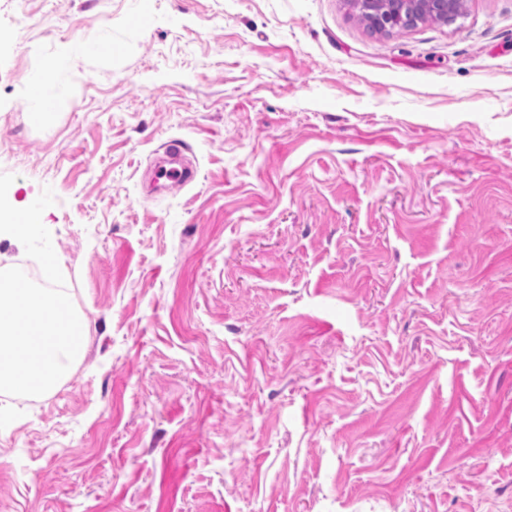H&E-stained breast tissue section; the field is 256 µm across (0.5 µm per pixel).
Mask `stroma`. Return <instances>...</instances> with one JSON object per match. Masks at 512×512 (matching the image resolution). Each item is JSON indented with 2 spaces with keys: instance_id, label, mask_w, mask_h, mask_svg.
Returning a JSON list of instances; mask_svg holds the SVG:
<instances>
[{
  "instance_id": "35a3bbf8",
  "label": "stroma",
  "mask_w": 512,
  "mask_h": 512,
  "mask_svg": "<svg viewBox=\"0 0 512 512\" xmlns=\"http://www.w3.org/2000/svg\"><path fill=\"white\" fill-rule=\"evenodd\" d=\"M466 4L0 0V174L87 325L0 394V512H512V0ZM454 12L456 15H463L465 12V2L466 0H454ZM452 0H392L391 2V12L392 18L389 19L388 24L399 23L401 24L404 20H406V16L409 15L412 18V14L410 13V9L412 6L416 4H427L433 5L441 12V14L445 17L447 23L453 22L456 19L452 11V5L454 3ZM32 83L40 87L37 94L27 99V106L36 111L35 114H41V111L48 109L56 99L63 97L65 92L63 84L58 79L53 86L47 85L42 77L34 78Z\"/></svg>"
}]
</instances>
